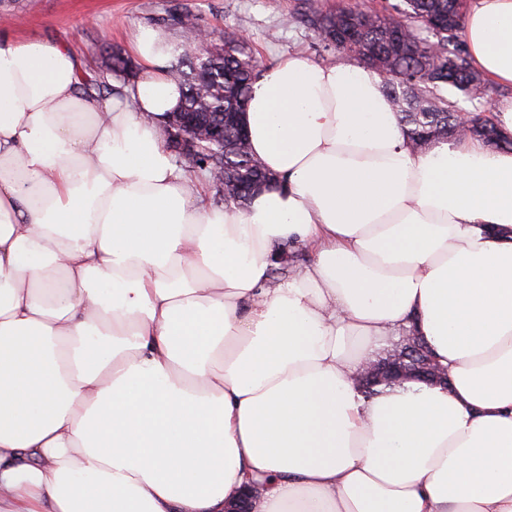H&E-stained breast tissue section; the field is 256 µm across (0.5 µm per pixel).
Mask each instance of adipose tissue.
<instances>
[{"label":"adipose tissue","instance_id":"ef3b65f1","mask_svg":"<svg viewBox=\"0 0 512 512\" xmlns=\"http://www.w3.org/2000/svg\"><path fill=\"white\" fill-rule=\"evenodd\" d=\"M465 35L512 85V0ZM133 47L93 100L69 45L0 35V512H512V151H414L374 71L294 54L246 110L279 187L212 208L160 137L168 35ZM411 331L447 386L365 397Z\"/></svg>","mask_w":512,"mask_h":512}]
</instances>
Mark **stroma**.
I'll return each instance as SVG.
<instances>
[{
	"label": "stroma",
	"instance_id": "obj_1",
	"mask_svg": "<svg viewBox=\"0 0 512 512\" xmlns=\"http://www.w3.org/2000/svg\"><path fill=\"white\" fill-rule=\"evenodd\" d=\"M300 0H0V34L25 40L38 37L65 43L84 55L87 83L125 84L143 78L132 52L141 26L167 31L180 43L178 18L193 14L212 34L216 46L239 33L259 67L293 54L313 62L340 61L341 53L318 44L312 28L296 16ZM128 63L113 70V55Z\"/></svg>",
	"mask_w": 512,
	"mask_h": 512
}]
</instances>
